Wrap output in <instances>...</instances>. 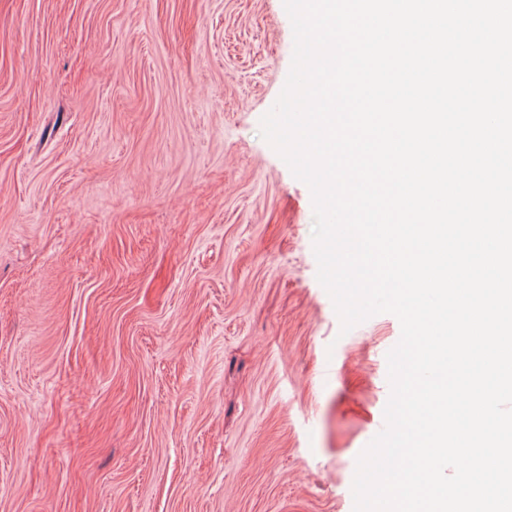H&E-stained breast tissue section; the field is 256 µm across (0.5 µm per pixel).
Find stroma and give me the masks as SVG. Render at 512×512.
<instances>
[{
    "mask_svg": "<svg viewBox=\"0 0 512 512\" xmlns=\"http://www.w3.org/2000/svg\"><path fill=\"white\" fill-rule=\"evenodd\" d=\"M293 41L283 0H0V512H354L401 327L341 333L260 134Z\"/></svg>",
    "mask_w": 512,
    "mask_h": 512,
    "instance_id": "obj_1",
    "label": "stroma"
}]
</instances>
